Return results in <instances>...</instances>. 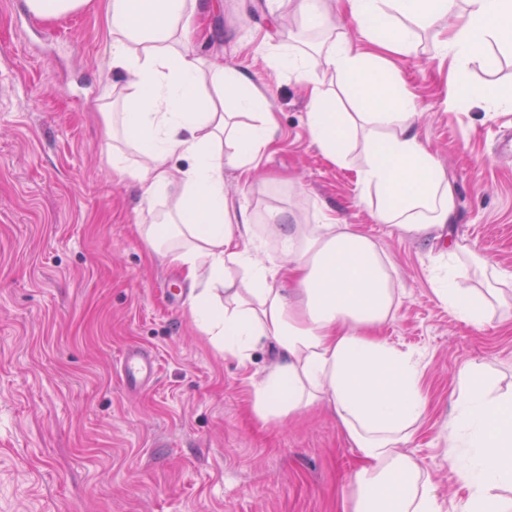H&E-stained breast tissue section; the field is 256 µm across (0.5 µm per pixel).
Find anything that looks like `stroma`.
I'll return each instance as SVG.
<instances>
[{
	"label": "stroma",
	"mask_w": 512,
	"mask_h": 512,
	"mask_svg": "<svg viewBox=\"0 0 512 512\" xmlns=\"http://www.w3.org/2000/svg\"><path fill=\"white\" fill-rule=\"evenodd\" d=\"M204 27L199 55L251 70L278 124L250 178L225 168L228 201L259 225L271 209L315 224L325 205L378 242L404 288L380 335L420 355L428 399L408 449L453 506L462 491L440 428L466 362L484 361L512 389V307L466 325L434 295L428 267L455 238L512 270V155L498 151L512 110L453 100L442 24L414 27L395 73L456 205L450 238H416L378 222L361 197V147L343 165L324 156L305 86L265 62L270 48L310 38L292 0H209ZM489 54L467 80L512 85V50L493 43ZM119 81L101 9L43 21L0 0V512H340L357 453L333 414L259 420L252 384L274 351L246 363L218 351L191 319L180 268L137 235L165 204L139 209V187L107 164L96 103ZM131 345L158 362L139 392L119 375Z\"/></svg>",
	"instance_id": "obj_1"
}]
</instances>
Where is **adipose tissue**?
<instances>
[{
    "label": "adipose tissue",
    "instance_id": "obj_1",
    "mask_svg": "<svg viewBox=\"0 0 512 512\" xmlns=\"http://www.w3.org/2000/svg\"><path fill=\"white\" fill-rule=\"evenodd\" d=\"M353 30L322 55L276 47V72L303 83L313 143L345 163L358 124L363 142L362 194L380 223L424 237L455 220L454 192L414 127L415 97L394 77L389 55L411 47L415 23L453 17L439 42L457 73L491 63L488 48L512 46V0H341ZM112 70L123 74L119 112L104 88L99 109L111 143L113 174L136 182L141 202H169L159 223L144 227L152 250L169 255L197 286L191 315L224 353L248 360L259 345L277 350L255 383L252 406L263 420L327 404L355 448L359 465L341 490L342 512H443L436 484L405 446L426 410L420 361L375 336L393 319L402 287L368 235L336 219L289 224L282 211L265 221L278 239L270 249L247 206L230 207L224 169L250 172L271 146L277 125L271 102L236 69L207 67L188 38L204 20L207 0H105ZM368 43L356 48L355 39ZM325 67L354 92L359 115L336 109L317 75ZM213 84L228 112L204 92ZM139 157L131 159L127 151ZM186 159L183 168L174 158ZM480 270L484 288L461 280ZM436 297L464 323L480 326L504 302L512 272L470 246L453 243L430 269ZM464 494L453 512H512V393H496L483 363L457 373L452 412L441 427Z\"/></svg>",
    "mask_w": 512,
    "mask_h": 512
}]
</instances>
